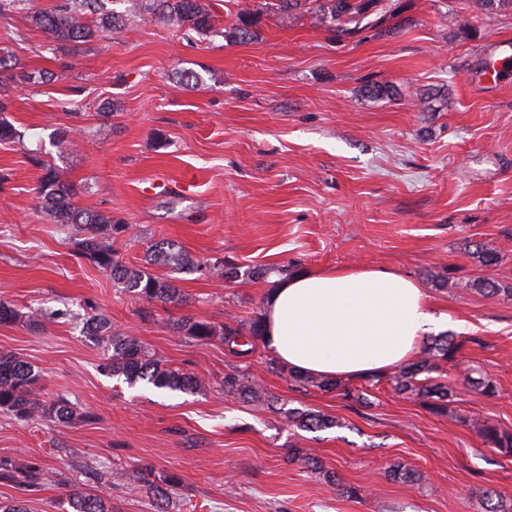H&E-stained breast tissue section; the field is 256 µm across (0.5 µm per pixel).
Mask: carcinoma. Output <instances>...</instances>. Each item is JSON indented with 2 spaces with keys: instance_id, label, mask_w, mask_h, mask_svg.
Here are the masks:
<instances>
[{
  "instance_id": "obj_1",
  "label": "carcinoma",
  "mask_w": 512,
  "mask_h": 512,
  "mask_svg": "<svg viewBox=\"0 0 512 512\" xmlns=\"http://www.w3.org/2000/svg\"><path fill=\"white\" fill-rule=\"evenodd\" d=\"M125 9L118 12L108 7L109 0H82L80 9L71 6L70 0H60L50 9H35L31 20L35 27L46 33L55 43V49L64 51L88 43L112 31L122 16L152 14L160 16L170 25L196 34L199 39L213 37L251 40L257 36V19L251 13L237 15L231 27L216 26L214 10L202 0H121ZM479 8L487 13L512 11V0H476ZM277 12L293 16L310 14L334 37L351 30H387L398 16L394 0H277L271 4ZM43 174L36 187L38 207L55 224H71L81 238L76 242V257L93 263L99 271L121 286L122 291L145 302L176 303L182 301L180 289L175 285L180 274L203 273L221 270L224 280L239 277L269 282L273 276H286L293 267L269 265L263 268L241 270V267L224 260L214 263L195 259L182 252L175 243L160 241L150 248L148 265L128 266L121 259L112 240L124 234L127 225L112 218V213L88 210L75 201V189L64 183L55 169L37 159ZM164 266L169 274L160 277L152 273L150 266ZM41 310L30 308L24 312L12 302L0 299V324L41 323ZM177 335L197 342L218 339L229 352L244 357L251 353L249 346L262 340L261 316H254L248 324L236 327L217 325L194 316H184L174 324ZM83 334L105 344L111 354L106 358L103 371L112 377H122L129 384L145 380L157 389L191 391L198 387L200 379L193 373L172 368L153 359L142 342L112 328V320L103 312L88 317L83 323ZM463 341L454 336H441L428 345L416 361L402 367L391 377L394 391L423 400L430 412L437 416L448 414L450 388L443 382L434 381L432 373L440 365L455 359ZM299 386L317 388L324 392H338L347 401L361 402L362 394L345 387L340 382L328 381L297 372L292 374ZM41 374L34 366L19 357L0 352V411L12 414L22 421L46 420L59 425H70L77 420H91L94 415L81 411L64 398L45 399L41 394ZM224 391L246 396L256 402H265L261 385L242 372L224 375ZM286 421L304 430H323L339 426L331 416L308 408H292L284 413ZM478 432L488 447L503 456H512V433L495 426L482 425ZM152 470L141 472L144 482L152 485L158 507L168 500V488L177 479L168 477L165 486L151 480ZM99 489L93 493L74 492L66 503L72 512H112L109 507L112 490V471L101 468ZM0 481L12 483L18 489L32 492L48 484L60 481L59 475L36 463L16 467L8 461H0Z\"/></svg>"
}]
</instances>
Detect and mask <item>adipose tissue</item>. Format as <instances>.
Instances as JSON below:
<instances>
[{
    "label": "adipose tissue",
    "instance_id": "adipose-tissue-1",
    "mask_svg": "<svg viewBox=\"0 0 512 512\" xmlns=\"http://www.w3.org/2000/svg\"><path fill=\"white\" fill-rule=\"evenodd\" d=\"M264 343L294 371L352 381L411 362L426 336L465 321L423 286L384 268L323 267L276 281L264 305Z\"/></svg>",
    "mask_w": 512,
    "mask_h": 512
}]
</instances>
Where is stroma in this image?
<instances>
[{"label": "stroma", "instance_id": "35a3bbf8", "mask_svg": "<svg viewBox=\"0 0 512 512\" xmlns=\"http://www.w3.org/2000/svg\"><path fill=\"white\" fill-rule=\"evenodd\" d=\"M264 2L211 0L221 16L259 13L248 42L202 41L141 14L62 53L28 10L0 18V50L53 74L34 87L0 82L19 133L0 142V298L67 313L39 327L0 325V352L39 369L46 398L94 415L62 426L0 412V458L36 459L68 478L27 493L0 482V500L62 512L71 491H94L101 464L112 471V512H156L147 484L132 478L144 465L154 478L178 477L168 512H485L486 490L512 502V458L477 430H512V71L483 72L489 42H512V13H486L475 0H398L392 33L339 42L312 17L269 14ZM369 81L383 94L368 95ZM76 128L80 148L61 149L56 132ZM45 163L78 187V205L128 224L114 246L133 266L167 239L191 257L245 268L383 267L419 281L471 325L460 365L440 369L454 389L447 415L395 394L385 378L372 388L353 381L368 390L353 403L297 387L287 365L271 369L264 344L238 358L220 341L177 336L172 324L186 314L247 322L262 312L267 284L185 274L182 302L145 308L75 257L73 226L37 210ZM480 244L500 249L502 262L482 266ZM486 277L501 294L473 289ZM94 307L154 358L195 373L199 387L159 390L102 373L105 346L81 332ZM236 369L277 407L225 393ZM471 372L490 374L497 395L475 390ZM288 408L338 425L290 426ZM292 448L318 457L335 485L288 461ZM398 463L416 481L393 478ZM349 487L360 497H347Z\"/></svg>", "mask_w": 512, "mask_h": 512}]
</instances>
